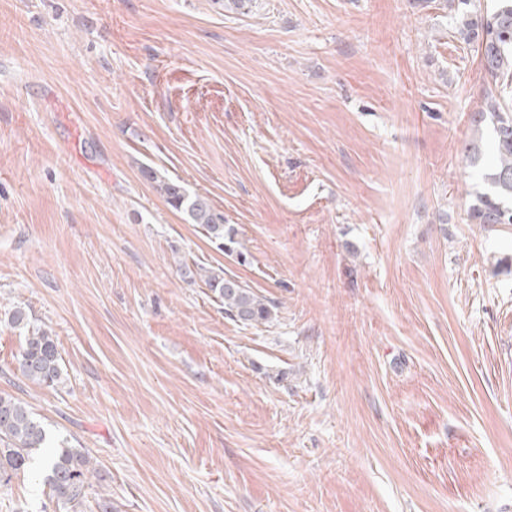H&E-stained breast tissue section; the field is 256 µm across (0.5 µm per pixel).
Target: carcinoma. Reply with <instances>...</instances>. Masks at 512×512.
I'll return each instance as SVG.
<instances>
[{
    "label": "carcinoma",
    "mask_w": 512,
    "mask_h": 512,
    "mask_svg": "<svg viewBox=\"0 0 512 512\" xmlns=\"http://www.w3.org/2000/svg\"><path fill=\"white\" fill-rule=\"evenodd\" d=\"M456 4L455 34L480 51L486 76L494 84L512 82V0H495L483 13L470 9L472 0H451ZM471 122L477 136L469 142L467 159L488 186L470 208L475 224H512V109L500 96L488 92L481 109ZM143 175L176 211L186 213L200 225L207 238L225 252L236 251L235 232L224 224V214L216 211L208 198L189 194L181 183L152 168ZM198 275L213 296L224 305V315L244 325L266 324L275 317V306L236 280L224 270L199 268ZM9 322L27 331L19 352L21 374L38 384L55 386L61 380L62 357L57 342L47 330L31 323L25 308L9 312ZM44 426L27 404L0 395V487L9 486L14 475L25 470L32 455L40 454L44 482L51 498L71 508L82 505L86 490L95 477L96 467L89 452L71 448L66 442L48 448Z\"/></svg>",
    "instance_id": "carcinoma-1"
}]
</instances>
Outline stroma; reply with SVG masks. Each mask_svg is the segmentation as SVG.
<instances>
[{"label": "stroma", "instance_id": "1", "mask_svg": "<svg viewBox=\"0 0 512 512\" xmlns=\"http://www.w3.org/2000/svg\"><path fill=\"white\" fill-rule=\"evenodd\" d=\"M452 16L0 0V394L95 458L78 512H512V224L468 218L490 84ZM201 266L275 318H226ZM16 306L59 385L21 376ZM14 507L71 512L28 471ZM143 175L155 183L156 190L166 203L176 211L185 212L192 223L199 224L207 238L224 252L233 253L238 245L235 232L224 224V215L214 209L208 198L189 194L180 182L161 175L153 168H144Z\"/></svg>", "mask_w": 512, "mask_h": 512}]
</instances>
